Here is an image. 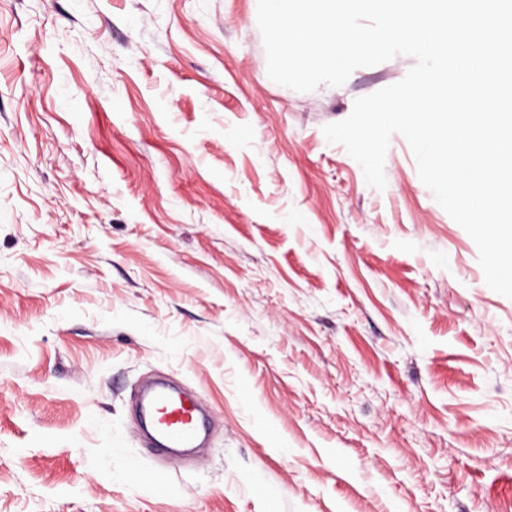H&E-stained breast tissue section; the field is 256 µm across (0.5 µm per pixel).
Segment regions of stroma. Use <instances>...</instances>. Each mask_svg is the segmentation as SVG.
<instances>
[{"mask_svg": "<svg viewBox=\"0 0 512 512\" xmlns=\"http://www.w3.org/2000/svg\"><path fill=\"white\" fill-rule=\"evenodd\" d=\"M257 0H0V512H512V299L393 135L323 128ZM169 377L196 459L131 412ZM139 479H131L130 467Z\"/></svg>", "mask_w": 512, "mask_h": 512, "instance_id": "stroma-1", "label": "stroma"}]
</instances>
